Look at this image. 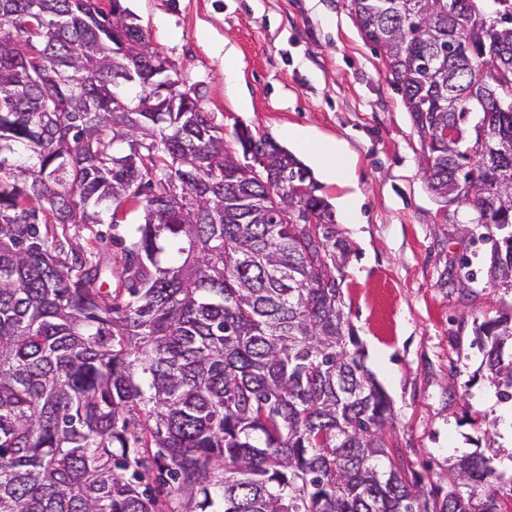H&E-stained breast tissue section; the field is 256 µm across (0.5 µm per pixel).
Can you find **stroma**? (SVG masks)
I'll return each mask as SVG.
<instances>
[{"instance_id": "35a3bbf8", "label": "stroma", "mask_w": 512, "mask_h": 512, "mask_svg": "<svg viewBox=\"0 0 512 512\" xmlns=\"http://www.w3.org/2000/svg\"><path fill=\"white\" fill-rule=\"evenodd\" d=\"M122 4L200 89L201 110L225 134L243 124L302 159L288 132L308 127L343 141L353 156L361 227L341 226L355 248L345 312L390 400L393 445L409 469L439 475L476 450L512 459V440L498 428V390L473 333L476 323L512 315V288L485 291L490 246L479 226H466L464 207L442 208L427 189L411 117L347 0Z\"/></svg>"}]
</instances>
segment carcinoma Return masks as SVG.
<instances>
[{
  "label": "carcinoma",
  "instance_id": "cac0c4a2",
  "mask_svg": "<svg viewBox=\"0 0 512 512\" xmlns=\"http://www.w3.org/2000/svg\"><path fill=\"white\" fill-rule=\"evenodd\" d=\"M99 2L0 0V512H512L483 453L426 482L391 446L311 170L246 126L230 149ZM347 7L512 288V0ZM474 336L511 401L512 316Z\"/></svg>",
  "mask_w": 512,
  "mask_h": 512
}]
</instances>
